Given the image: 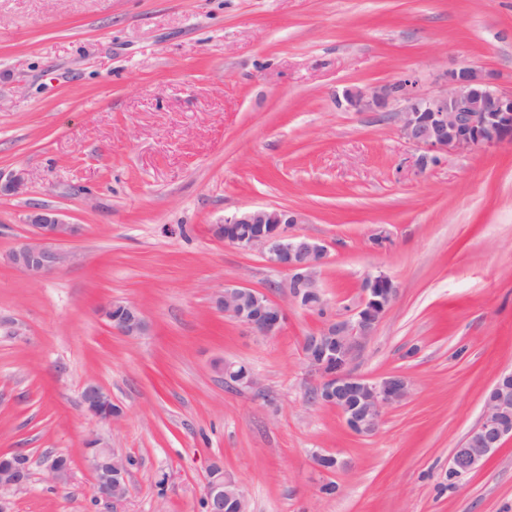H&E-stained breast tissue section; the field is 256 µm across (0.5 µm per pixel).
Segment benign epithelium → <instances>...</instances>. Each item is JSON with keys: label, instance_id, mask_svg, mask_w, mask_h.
Segmentation results:
<instances>
[{"label": "benign epithelium", "instance_id": "benign-epithelium-1", "mask_svg": "<svg viewBox=\"0 0 512 512\" xmlns=\"http://www.w3.org/2000/svg\"><path fill=\"white\" fill-rule=\"evenodd\" d=\"M349 105L359 112L394 111L401 137L420 151L417 166L425 169L438 160L440 152H467L478 147L512 143V94L506 95L471 67H460L446 75L445 87L435 93L416 89L415 81L403 77L372 91L349 88L344 93ZM25 223L33 237L23 240L0 262L39 280L75 260L61 245L76 238L80 226L67 222L54 209L32 208ZM297 216L285 209H247L224 218L213 227L214 235L241 250L261 248L267 262L288 274L285 288L297 303L321 311L326 301L318 285V269L327 249L318 240L289 231ZM397 288L384 274L366 279L361 302L344 320H329L322 329L305 338L303 348L308 367L319 376L314 396L318 403L339 411L346 426L358 435L374 433L383 411L403 401L408 383L401 376L369 380L349 370L358 351L373 335L392 303ZM214 306L258 336H276L287 320L286 307L266 294L250 288H226L214 297ZM111 329L127 337L145 334L148 325L139 306L111 300L100 307ZM84 411L111 422L118 417L112 395L96 384L82 392ZM512 371L502 372L485 395L478 424L454 449L448 471L467 475L480 468L504 442L512 438ZM88 461L95 475L96 496L119 501L130 493L129 459L99 439L86 442ZM29 480L26 459L0 455V488H22ZM236 489L240 506L247 498L236 481L209 470L204 491L207 512H223L225 487Z\"/></svg>", "mask_w": 512, "mask_h": 512}]
</instances>
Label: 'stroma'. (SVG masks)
I'll use <instances>...</instances> for the list:
<instances>
[{"label":"stroma","instance_id":"1","mask_svg":"<svg viewBox=\"0 0 512 512\" xmlns=\"http://www.w3.org/2000/svg\"><path fill=\"white\" fill-rule=\"evenodd\" d=\"M460 66L512 93V0H0V254L31 237L34 207L82 227L78 262L40 281L0 264V454L30 470L0 489L8 512H203L216 462L248 512H512V439L448 477L512 370V144L421 170L394 113L337 99L406 73L434 93ZM252 208L294 212L326 246V315L278 291L262 249L213 235ZM379 273L397 293L351 370L409 394L359 436L314 401L302 344ZM226 287L284 303L281 333L217 310ZM111 300L147 332L111 330ZM227 360L256 385L226 383ZM90 382L118 420L84 416ZM92 437L131 459L126 500L95 497ZM317 452L340 468L318 472ZM119 314L113 317V313ZM102 317L111 329L127 337L145 334L148 325L139 306L133 302L111 300L100 307Z\"/></svg>","mask_w":512,"mask_h":512}]
</instances>
